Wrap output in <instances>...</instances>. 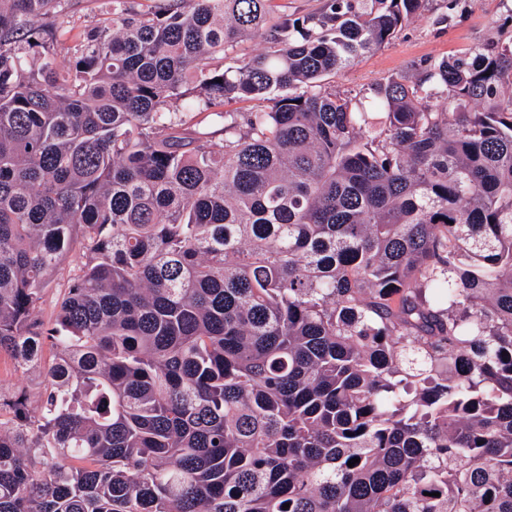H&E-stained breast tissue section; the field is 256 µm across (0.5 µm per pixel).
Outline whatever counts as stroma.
<instances>
[{
    "mask_svg": "<svg viewBox=\"0 0 512 512\" xmlns=\"http://www.w3.org/2000/svg\"><path fill=\"white\" fill-rule=\"evenodd\" d=\"M495 41H512V0H427L421 14L389 43L332 79L337 89L368 96L391 76L418 74L430 61Z\"/></svg>",
    "mask_w": 512,
    "mask_h": 512,
    "instance_id": "35a3bbf8",
    "label": "stroma"
}]
</instances>
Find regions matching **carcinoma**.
<instances>
[{
	"label": "carcinoma",
	"instance_id": "obj_1",
	"mask_svg": "<svg viewBox=\"0 0 512 512\" xmlns=\"http://www.w3.org/2000/svg\"><path fill=\"white\" fill-rule=\"evenodd\" d=\"M124 2L0 0V512H512V42L372 124L424 0ZM109 10L103 0H70V12L73 28L64 36V40H74L82 31L98 25L104 18L105 11ZM324 5V0H273L271 17L277 21L281 17H298L317 15ZM71 269L67 263H64L51 277L38 312L39 318L46 324L52 323L54 320L58 302L64 293ZM40 378L37 374H23L15 371L13 363L6 356H0V385L4 390H9L17 386H23L30 394L33 405L38 399L40 392Z\"/></svg>",
	"mask_w": 512,
	"mask_h": 512
}]
</instances>
